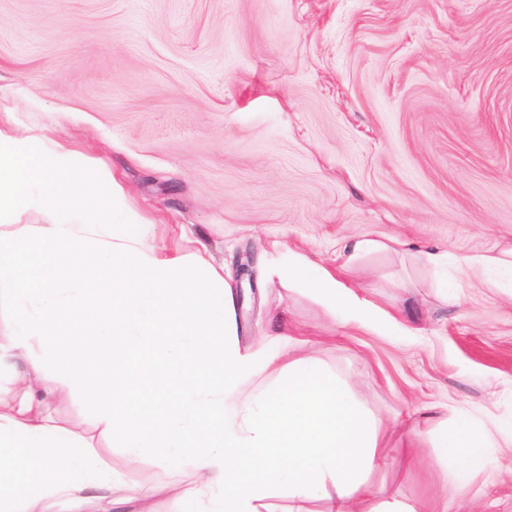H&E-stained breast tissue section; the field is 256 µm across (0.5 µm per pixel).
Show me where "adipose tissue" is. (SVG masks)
<instances>
[{
    "mask_svg": "<svg viewBox=\"0 0 512 512\" xmlns=\"http://www.w3.org/2000/svg\"><path fill=\"white\" fill-rule=\"evenodd\" d=\"M0 130V213L32 198L56 222H0V299L13 315L0 335V512H152L158 488L123 481L86 437L46 419L62 397L91 405L94 423L131 459L189 469L179 512H384V431L354 397L343 367L301 357L272 365L242 352L233 290L198 252L158 258L146 220L108 192L75 202L68 151L30 160ZM279 279L311 291L345 324H396L331 271L289 252ZM458 480L485 467L504 432L461 413L438 437Z\"/></svg>",
    "mask_w": 512,
    "mask_h": 512,
    "instance_id": "obj_1",
    "label": "adipose tissue"
}]
</instances>
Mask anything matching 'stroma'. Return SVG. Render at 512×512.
<instances>
[{"instance_id":"1","label":"stroma","mask_w":512,"mask_h":512,"mask_svg":"<svg viewBox=\"0 0 512 512\" xmlns=\"http://www.w3.org/2000/svg\"><path fill=\"white\" fill-rule=\"evenodd\" d=\"M0 129L85 160L84 193L109 168L160 255L205 251L242 349L287 335L384 423L427 431L452 407L512 428V296L456 263L512 248V0H0ZM360 236L406 241L344 278L415 335L344 325L272 273L292 251L336 269ZM401 454L387 504L512 512V457L462 492L431 439L418 470ZM121 473L162 487L155 512L189 480L148 458Z\"/></svg>"}]
</instances>
